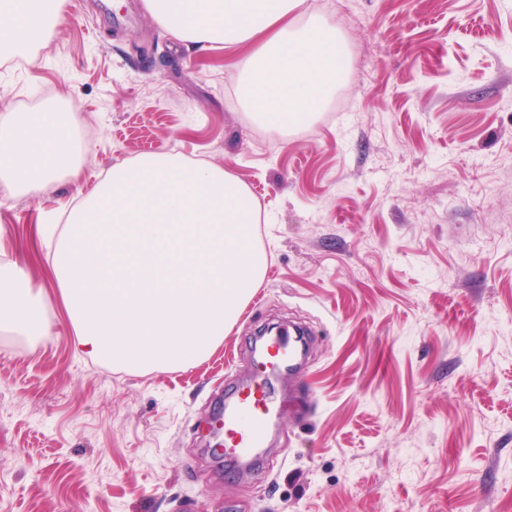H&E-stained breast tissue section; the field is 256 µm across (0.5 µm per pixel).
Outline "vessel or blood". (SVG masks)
<instances>
[{"mask_svg":"<svg viewBox=\"0 0 512 512\" xmlns=\"http://www.w3.org/2000/svg\"><path fill=\"white\" fill-rule=\"evenodd\" d=\"M298 357L289 332L263 340L250 380L232 391L223 414L212 421L223 439L221 455L243 471H252L261 464L269 437L268 421L281 408L279 398L269 391L266 378L280 367H296Z\"/></svg>","mask_w":512,"mask_h":512,"instance_id":"obj_1","label":"vessel or blood"}]
</instances>
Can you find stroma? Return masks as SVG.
<instances>
[{
    "label": "stroma",
    "instance_id": "stroma-1",
    "mask_svg": "<svg viewBox=\"0 0 512 512\" xmlns=\"http://www.w3.org/2000/svg\"><path fill=\"white\" fill-rule=\"evenodd\" d=\"M347 77L306 124L238 97L243 53L177 45L144 0H66L0 58V120L57 104L79 173L0 186V264L56 288L39 221L118 164L174 153L257 202L262 302L204 359L124 368L0 332V512H512V0H308ZM315 333L265 467L206 449L258 331Z\"/></svg>",
    "mask_w": 512,
    "mask_h": 512
}]
</instances>
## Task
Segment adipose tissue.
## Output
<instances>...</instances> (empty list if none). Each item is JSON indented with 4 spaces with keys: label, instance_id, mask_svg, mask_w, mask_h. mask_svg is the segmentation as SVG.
Listing matches in <instances>:
<instances>
[{
    "label": "adipose tissue",
    "instance_id": "obj_1",
    "mask_svg": "<svg viewBox=\"0 0 512 512\" xmlns=\"http://www.w3.org/2000/svg\"><path fill=\"white\" fill-rule=\"evenodd\" d=\"M61 0H0V56L25 52L57 20ZM177 39L199 50L242 49V95L256 118L288 128L311 120L340 81L335 30L306 0H146ZM78 165L61 112H28L0 124V183L20 188L71 175ZM52 298L23 269L0 266V330L33 339L47 333Z\"/></svg>",
    "mask_w": 512,
    "mask_h": 512
}]
</instances>
